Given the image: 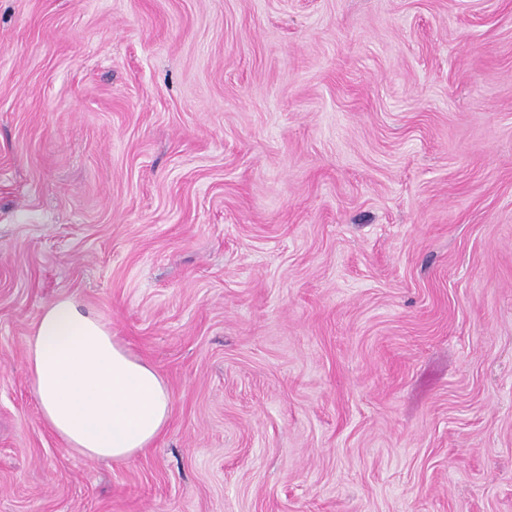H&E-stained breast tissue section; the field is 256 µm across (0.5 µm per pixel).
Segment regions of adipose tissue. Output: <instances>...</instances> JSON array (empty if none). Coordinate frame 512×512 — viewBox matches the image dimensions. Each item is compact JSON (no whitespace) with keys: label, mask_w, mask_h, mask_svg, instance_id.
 Masks as SVG:
<instances>
[{"label":"adipose tissue","mask_w":512,"mask_h":512,"mask_svg":"<svg viewBox=\"0 0 512 512\" xmlns=\"http://www.w3.org/2000/svg\"><path fill=\"white\" fill-rule=\"evenodd\" d=\"M27 356L41 419L71 451L121 463L166 429L171 397L157 371L73 298L44 307Z\"/></svg>","instance_id":"1"}]
</instances>
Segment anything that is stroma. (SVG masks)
<instances>
[{
	"label": "stroma",
	"instance_id": "obj_1",
	"mask_svg": "<svg viewBox=\"0 0 512 512\" xmlns=\"http://www.w3.org/2000/svg\"><path fill=\"white\" fill-rule=\"evenodd\" d=\"M63 296L171 394L126 462ZM0 512H512V0H0ZM27 356L41 420L71 451L121 463L166 429L171 397L157 371L73 298L44 307Z\"/></svg>",
	"mask_w": 512,
	"mask_h": 512
}]
</instances>
